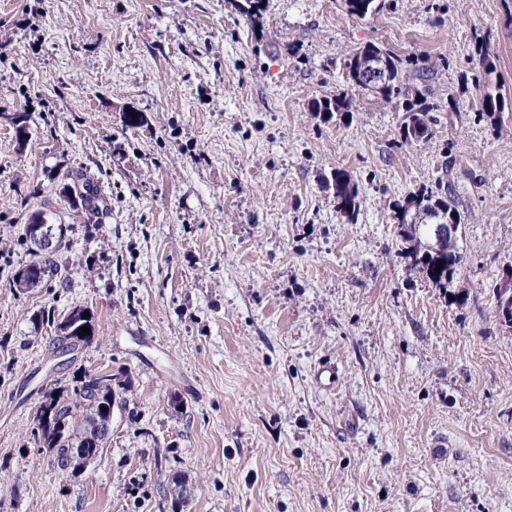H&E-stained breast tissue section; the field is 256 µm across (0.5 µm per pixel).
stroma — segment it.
Returning a JSON list of instances; mask_svg holds the SVG:
<instances>
[{
  "label": "stroma",
  "mask_w": 512,
  "mask_h": 512,
  "mask_svg": "<svg viewBox=\"0 0 512 512\" xmlns=\"http://www.w3.org/2000/svg\"><path fill=\"white\" fill-rule=\"evenodd\" d=\"M368 42L428 88V139L348 83ZM343 91L352 122L310 112ZM69 171L106 213L62 194ZM422 187L462 218L446 293L398 235L395 205ZM35 213L62 238L22 290ZM509 271L512 0L365 19L269 0L257 22L233 0H0V512H512ZM79 307L94 338L59 355L31 317ZM86 371L112 376V432L64 471L39 405ZM334 189L337 209L349 219H353L360 209L358 189L351 183L349 176L340 170L334 173ZM341 187L339 189L338 187ZM68 179H70L72 184L78 186L81 191L85 193L84 200V208L88 212L99 214V210L102 211L101 204L103 203V198L101 197L100 190L98 186H96L93 182H90L84 178H82L77 173L68 174ZM33 255H34L33 261L29 265L25 266L23 268L24 270L21 269L22 271L20 270L21 272L18 274L16 279L14 277V279L12 280V286L14 288H35L42 282L43 278L46 276V273L48 271H50L53 254L46 255V254L38 253V251L37 252L34 251ZM30 267H36V268L40 269V271L42 273V278L40 280H38L36 283H31L29 285H26L25 287L19 286L18 282H17V278L21 283H23L24 281L34 279V274L38 273V271H35L33 269H31L29 271L25 270V268H30Z\"/></svg>",
  "instance_id": "obj_1"
}]
</instances>
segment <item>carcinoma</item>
I'll return each instance as SVG.
<instances>
[{
    "instance_id": "obj_1",
    "label": "carcinoma",
    "mask_w": 512,
    "mask_h": 512,
    "mask_svg": "<svg viewBox=\"0 0 512 512\" xmlns=\"http://www.w3.org/2000/svg\"><path fill=\"white\" fill-rule=\"evenodd\" d=\"M387 0H343L349 15L359 19L373 16L386 6ZM238 10L258 21L262 10L267 7V0H238ZM375 59L383 63L385 80L381 84L367 90V93L385 101L393 99L402 101V110L405 112L403 121V137L406 141L421 140V133L429 132V113L435 110V104L425 100L417 103L409 98L407 76L403 61L395 54L384 48L369 43L346 55L343 59V70L347 80L357 86H362L360 63ZM482 109L490 116H494L503 109V98L492 88L488 87L482 95ZM353 104L346 93H338L330 97L324 96L311 102L310 111L323 116L327 121L337 119L344 121L351 116ZM72 184L78 186L85 193L84 208L91 213H99L103 198L98 186L82 178L79 174L70 175ZM335 199L337 209L352 219L360 209L358 189L351 183L349 176L343 171L334 173ZM419 217H431L442 222L450 219L461 224V216L451 202L435 197L433 191L426 187L418 189L409 197ZM395 219L399 236L405 243V252L411 258L418 271L435 287L448 289L455 279V270L448 269V255H442L427 248L412 246L413 238L409 237L405 225L412 219L404 204H397ZM442 269H436L437 265ZM84 309H77L79 317L74 327L62 330L56 336L57 352L68 354L91 341V335L82 332V327H93V317L84 318L80 313ZM47 397L55 404L59 414L64 419L63 427L54 432L42 430L43 447L55 450L56 457L65 456L69 449L79 446L88 438L96 419L101 417V408L112 407V375L91 374L83 376L80 387L75 391L74 400L63 395L57 396L49 393Z\"/></svg>"
}]
</instances>
